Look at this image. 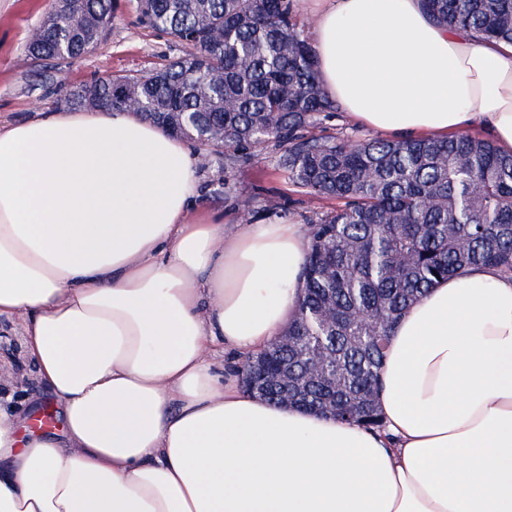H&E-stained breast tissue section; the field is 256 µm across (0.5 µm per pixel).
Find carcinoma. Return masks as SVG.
<instances>
[{
    "label": "carcinoma",
    "instance_id": "obj_1",
    "mask_svg": "<svg viewBox=\"0 0 512 512\" xmlns=\"http://www.w3.org/2000/svg\"><path fill=\"white\" fill-rule=\"evenodd\" d=\"M449 29L512 44V0H423ZM141 19L190 47L140 76L62 90L70 109L125 110L224 152V195L237 169L272 147L277 168L336 201L309 220L298 308L279 340L239 369L243 388L366 429L383 419L374 394L390 333L436 282L479 267L512 275V154L488 139H355L317 131L338 107L322 90L293 0H138ZM112 24V0H64L29 37L34 61L74 60Z\"/></svg>",
    "mask_w": 512,
    "mask_h": 512
}]
</instances>
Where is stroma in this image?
I'll return each mask as SVG.
<instances>
[{"instance_id": "obj_1", "label": "stroma", "mask_w": 512, "mask_h": 512, "mask_svg": "<svg viewBox=\"0 0 512 512\" xmlns=\"http://www.w3.org/2000/svg\"><path fill=\"white\" fill-rule=\"evenodd\" d=\"M52 0H0V124L9 125L58 110L63 88L105 75H140L182 56L186 48L142 24L137 0H112V25L86 54L71 62H32L25 45L42 24ZM198 207L224 216V233L238 232L237 213L224 200V158L212 156L198 170ZM240 206L260 211L266 222L306 224L331 201L288 183L272 157L256 159L235 174ZM19 322H0V409L23 416L49 412L51 399L37 383L33 367L22 358Z\"/></svg>"}]
</instances>
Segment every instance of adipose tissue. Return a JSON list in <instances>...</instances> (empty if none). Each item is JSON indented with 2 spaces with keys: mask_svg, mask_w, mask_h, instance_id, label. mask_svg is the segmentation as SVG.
<instances>
[{
  "mask_svg": "<svg viewBox=\"0 0 512 512\" xmlns=\"http://www.w3.org/2000/svg\"><path fill=\"white\" fill-rule=\"evenodd\" d=\"M325 94L395 139L487 131L512 153V45L421 0H316ZM199 158L128 112L0 127V320L63 435L0 411V512H512V276L439 281L395 325L383 427L246 392L209 353L250 355L294 315L296 224L190 219Z\"/></svg>",
  "mask_w": 512,
  "mask_h": 512,
  "instance_id": "adipose-tissue-1",
  "label": "adipose tissue"
}]
</instances>
